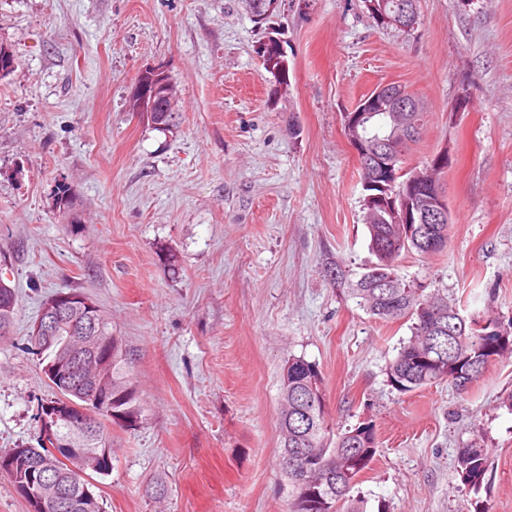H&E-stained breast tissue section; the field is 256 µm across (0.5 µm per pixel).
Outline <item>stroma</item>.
Instances as JSON below:
<instances>
[{
	"label": "stroma",
	"instance_id": "stroma-1",
	"mask_svg": "<svg viewBox=\"0 0 512 512\" xmlns=\"http://www.w3.org/2000/svg\"><path fill=\"white\" fill-rule=\"evenodd\" d=\"M418 12L406 32L373 24L361 0H287L264 24L243 0H0L14 58L0 78V278L16 291L0 451L36 446L53 396L29 342L42 302L81 292L110 315L142 404L135 424L110 426L102 512H289L277 422L293 356L318 366L335 430L376 428L354 488L367 512H512V356L465 394L398 393L386 367L410 323L348 292L375 256L342 115L396 82L427 112L404 169L451 159L448 244L402 254L399 272L447 289L463 315L512 319V0ZM271 39L284 96L261 58ZM154 66L178 90L169 131L129 109ZM475 437L489 450L477 491L455 471Z\"/></svg>",
	"mask_w": 512,
	"mask_h": 512
}]
</instances>
